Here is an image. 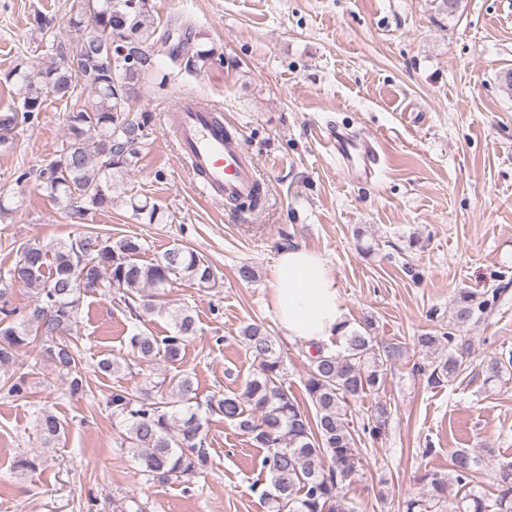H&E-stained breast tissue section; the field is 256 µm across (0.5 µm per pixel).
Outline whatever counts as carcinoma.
<instances>
[{
    "label": "carcinoma",
    "mask_w": 512,
    "mask_h": 512,
    "mask_svg": "<svg viewBox=\"0 0 512 512\" xmlns=\"http://www.w3.org/2000/svg\"><path fill=\"white\" fill-rule=\"evenodd\" d=\"M153 0H74L71 27L96 30L98 44H75L62 37L54 15L38 14L36 30L49 61L36 81L21 59L5 74L23 85L20 103L0 110V144L9 145L20 124L46 108L48 98L67 109V133L51 161V171L39 170L47 196L65 203L68 223L82 227L91 212L112 206V178L134 170L139 153L128 148L144 139L151 115L138 107L140 92L152 81L154 92L164 93L176 84L182 71L201 59L214 57L200 50L192 39L168 53L170 65L160 66L151 48L166 39L157 38ZM140 238L119 239L85 230L46 245L30 239L19 247V259L0 278V370L9 371L18 357L33 353L51 362L69 381L67 392L86 393L87 379L79 368V346L70 339L78 322L81 298L102 292L124 305L135 317L138 309L162 311L165 288L188 281L200 288L218 285L215 267L204 256L180 245L166 250L151 263H143ZM20 284L34 300L19 317L8 308V287ZM503 292L501 288L478 296L463 291L456 299L455 322L417 336L426 353L441 351L428 364L417 367L428 386L439 388L461 371L470 355L471 337L461 327L488 314ZM173 332L162 338L140 331L130 336L131 355L150 363L157 357L176 364L189 338L196 333L188 311L170 313ZM246 351L258 362V372L243 392L213 396L206 413L219 415L253 445L265 450L261 466L270 476L262 497L272 512H353L343 496L345 482L355 471V436L345 410L348 400L380 390L390 360L399 354L395 346H382L368 332L353 330L335 353L316 348L304 383L315 408V417L301 410L288 393L284 365L276 340L257 325L242 331ZM512 366V352L487 361L488 380ZM0 392L8 397L27 393L25 376H7ZM196 399L191 376L170 373L146 392L115 390L107 397L112 413L125 422L119 445L138 461L149 480L184 483L200 473L208 462L206 431L193 408ZM390 411L378 406L362 424V433L376 440L386 432ZM43 443L59 438L63 426L46 410L38 416ZM488 460L481 448L459 449L450 456L448 473H426L422 491L405 502V512H512V461L496 467V495L476 490L477 468Z\"/></svg>",
    "instance_id": "obj_1"
}]
</instances>
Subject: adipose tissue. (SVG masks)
I'll list each match as a JSON object with an SVG mask.
<instances>
[{
	"mask_svg": "<svg viewBox=\"0 0 512 512\" xmlns=\"http://www.w3.org/2000/svg\"><path fill=\"white\" fill-rule=\"evenodd\" d=\"M270 280L269 306L289 340L319 345L346 335L336 275L321 252L303 245L282 249Z\"/></svg>",
	"mask_w": 512,
	"mask_h": 512,
	"instance_id": "adipose-tissue-1",
	"label": "adipose tissue"
}]
</instances>
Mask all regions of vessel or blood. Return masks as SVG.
<instances>
[{"instance_id": "obj_1", "label": "vessel or blood", "mask_w": 512, "mask_h": 512, "mask_svg": "<svg viewBox=\"0 0 512 512\" xmlns=\"http://www.w3.org/2000/svg\"><path fill=\"white\" fill-rule=\"evenodd\" d=\"M176 154L198 179V191L208 201L224 203L245 197L261 187L258 165L242 148L238 130L229 129L224 116L181 98L168 114ZM336 153L345 164H357L362 178H371L379 158L372 142L333 139Z\"/></svg>"}]
</instances>
